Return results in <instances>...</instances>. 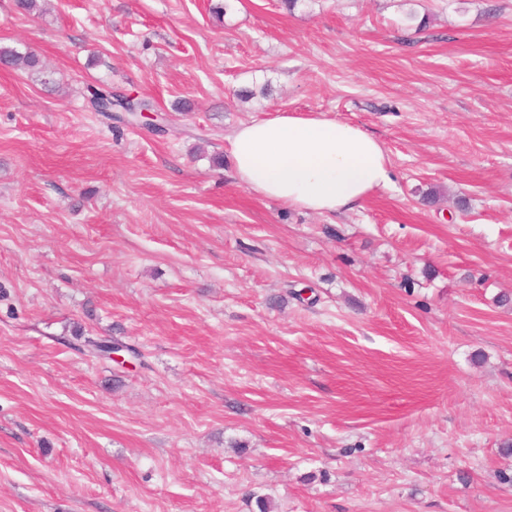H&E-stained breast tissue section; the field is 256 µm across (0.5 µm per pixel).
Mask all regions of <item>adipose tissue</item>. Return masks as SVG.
<instances>
[{
  "label": "adipose tissue",
  "instance_id": "1",
  "mask_svg": "<svg viewBox=\"0 0 512 512\" xmlns=\"http://www.w3.org/2000/svg\"><path fill=\"white\" fill-rule=\"evenodd\" d=\"M234 179L249 192L318 214L354 210L392 183L382 144L320 114L282 113L229 140Z\"/></svg>",
  "mask_w": 512,
  "mask_h": 512
}]
</instances>
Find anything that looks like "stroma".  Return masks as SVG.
Returning a JSON list of instances; mask_svg holds the SVG:
<instances>
[{
    "instance_id": "stroma-1",
    "label": "stroma",
    "mask_w": 512,
    "mask_h": 512,
    "mask_svg": "<svg viewBox=\"0 0 512 512\" xmlns=\"http://www.w3.org/2000/svg\"><path fill=\"white\" fill-rule=\"evenodd\" d=\"M1 44L42 69L0 65V512H512V0H0ZM282 112L390 188L213 166ZM87 100L88 103L94 106L98 112H107L105 110L106 101H111L112 97L120 101V106L127 112V121L132 122L135 120L133 112H140L142 109L152 107L150 101L145 98L130 99L123 96L120 98L119 94H113L112 88L109 87H87ZM141 119L152 120L153 113L150 110H143L140 112ZM234 179L292 208L339 214L392 183L382 144L356 125L321 114L253 121L229 139Z\"/></svg>"
}]
</instances>
